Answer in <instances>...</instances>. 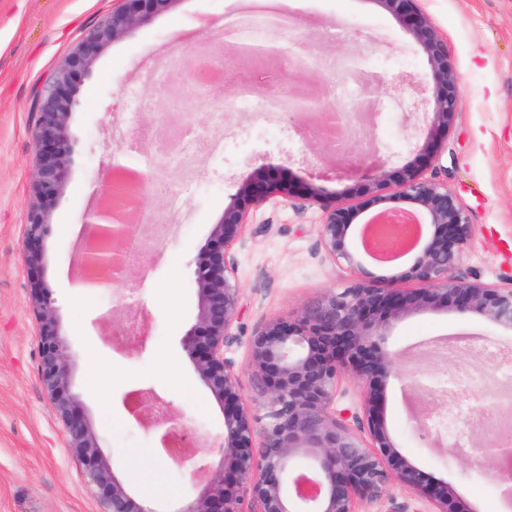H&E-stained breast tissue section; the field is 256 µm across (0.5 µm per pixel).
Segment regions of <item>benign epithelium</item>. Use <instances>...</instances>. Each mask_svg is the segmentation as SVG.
<instances>
[{"mask_svg": "<svg viewBox=\"0 0 512 512\" xmlns=\"http://www.w3.org/2000/svg\"><path fill=\"white\" fill-rule=\"evenodd\" d=\"M59 64L37 92L32 129L36 146L34 200L21 231V257L29 272L28 294L36 315V343L41 378L52 410L66 435L67 447L84 465V480L101 506L100 512H364L384 500L396 481L435 512H454L456 491L436 480L404 455L382 416L386 380L399 375L397 355L386 346L391 327L415 313L453 308L462 316L477 315L512 330V290L503 291L477 279L455 274L473 228L448 185L423 177L413 162L398 170L393 196L412 209L383 208L370 223L386 229L409 221L425 222L434 232L421 236L410 266L392 276L370 271L354 247L350 229L364 209L389 200L388 160L376 156L373 140L356 151L357 169L368 175L366 199L356 204L323 205L319 237L325 251L355 273L354 282L303 306L288 317H273L253 337L249 366L263 385L265 419L258 418L239 394L237 374L224 361V345L238 314L239 288L226 260V248L240 238L253 208L276 196L290 195L288 183L262 166L243 176L224 213L212 224L209 241L196 263L195 322L180 345L194 371L224 412V433L213 451L223 469L211 474L192 499L178 505L146 502L123 480L105 456L100 436L86 421L75 394L68 349L61 337L56 300L48 293L42 271L46 262L48 228L65 192L75 143L69 133L78 106V83L91 72L105 46L130 29L168 11L177 0H119ZM401 23L422 50L428 78L411 74L394 77L386 88L391 98L408 97L419 117L413 147L416 158L432 161L445 149L443 135L458 111L461 78L448 54V42L421 11L419 0H374ZM233 39L241 69L269 70L281 75L285 50L273 41ZM366 97L345 109L304 89L288 92L287 115L300 114L325 130L323 142L345 156L334 131L362 121L379 108ZM100 247L83 252L85 267L108 269L124 262L123 244L135 232L119 207H99L86 216ZM351 376L361 388L362 412L337 406L340 377ZM411 386L433 394L437 385H456L446 372L432 377L407 371ZM362 421L366 436L351 428ZM478 445L473 463L494 480L512 484V470L496 459L512 456V441L498 431ZM260 446H255L256 435Z\"/></svg>", "mask_w": 512, "mask_h": 512, "instance_id": "obj_1", "label": "benign epithelium"}]
</instances>
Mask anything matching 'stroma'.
<instances>
[{
	"label": "stroma",
	"mask_w": 512,
	"mask_h": 512,
	"mask_svg": "<svg viewBox=\"0 0 512 512\" xmlns=\"http://www.w3.org/2000/svg\"><path fill=\"white\" fill-rule=\"evenodd\" d=\"M117 0H0V512H99L82 477L83 464L67 448L42 385L36 322L28 301V272L20 257L21 226L32 197L35 145L30 112L33 97L56 65ZM276 0H176L168 12L112 42L79 89L70 132L78 155L69 185L54 211L47 240L44 280L58 300L59 321L72 358L74 391L87 421L101 436L104 454L119 464L126 481L139 488L149 480L175 498L200 489L190 471L167 454L163 428L153 423L152 398L160 396L173 417L186 418L197 438L191 456L207 471L221 467L211 448L224 431V414L197 378L180 346L195 315L194 270L212 224L236 191L243 173L275 167L284 180L316 182L328 201L359 202L361 187L341 179L343 162L322 148L319 129L306 117L280 118L258 130L249 112L235 110L210 128L227 144L223 161L201 156L200 192L186 203L177 235L159 252L133 251L131 268L143 271L133 309L116 307L112 290L81 287L77 273L85 219L99 201L95 186L109 183L125 151L109 141L115 112L127 87L137 86L146 107L143 124L177 134V115L158 111L144 81L151 66H173L168 46L180 44L193 60L206 62L230 50L224 34L227 14L251 8L275 9ZM421 10L448 42L462 82V95L442 156L425 177L448 184L474 236L457 268L459 276L496 288H512V0H421ZM291 28L280 40L299 35L320 59L304 83L336 81L378 94L374 144L396 171L413 155L417 132L409 100L386 97L398 73L424 75L426 58L411 36L373 0H294ZM345 38L326 42L325 29ZM366 58L360 71L336 67L338 56ZM319 205L301 193L269 200L252 215L244 235L228 246L227 259L240 288L238 317L224 359L237 373L243 402L258 405L261 385L250 369L249 345L265 322L295 314L330 290L347 287L352 270L335 262L318 236ZM149 326V338L130 349L121 337L130 315ZM473 333L512 347V331L476 316L436 311L414 314L393 328L387 345L402 359L417 361L423 342ZM105 375L89 376V361ZM443 401L412 390L404 378H390L383 417L400 450L434 478L451 483L463 512H504L498 482L478 476L470 451L435 444L410 430L413 412H442Z\"/></svg>",
	"instance_id": "obj_1"
}]
</instances>
